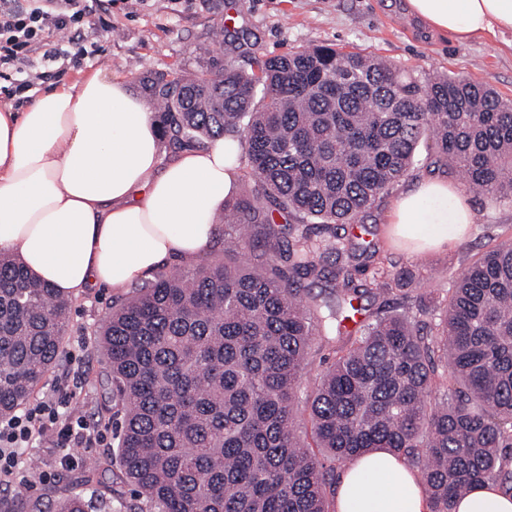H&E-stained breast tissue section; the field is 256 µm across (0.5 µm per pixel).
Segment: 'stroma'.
<instances>
[{
	"mask_svg": "<svg viewBox=\"0 0 512 512\" xmlns=\"http://www.w3.org/2000/svg\"><path fill=\"white\" fill-rule=\"evenodd\" d=\"M112 33L99 37L85 29L88 40L100 45L97 56L82 66L69 60L56 63L60 76L46 80L27 71L32 97L61 90L101 72L125 77L133 96H141L140 75L174 70L196 71L208 63L233 62L251 70L273 56L302 46L334 44L344 51H361L427 80L448 73L491 85L512 100V32L485 34L467 41L430 30L410 14L406 0H112ZM418 164L380 202L347 226V238L371 243L376 254L367 259L360 280L378 270L411 272L417 288H448L451 278L477 259L491 241L512 239V205L470 194L460 173L438 162L432 142L418 148ZM443 178L472 209L474 222L466 234L437 251L413 252L389 239V214L394 200L415 183ZM115 295L91 289L74 298L70 327L61 356L32 394L41 399L53 387L66 386L70 372L81 373L84 392L76 415L106 433L103 445L83 454L75 469L60 468L59 451L50 444L28 449L27 468L33 478L27 488L0 484V508L21 512L39 503L41 512H54L57 500L90 470L102 476L97 489L112 502V512H127L137 497L121 477L118 450L111 438L113 402L107 390L104 355L94 334Z\"/></svg>",
	"mask_w": 512,
	"mask_h": 512,
	"instance_id": "obj_1",
	"label": "stroma"
}]
</instances>
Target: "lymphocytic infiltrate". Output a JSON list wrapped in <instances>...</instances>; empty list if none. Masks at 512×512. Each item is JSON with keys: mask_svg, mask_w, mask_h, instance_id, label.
I'll list each match as a JSON object with an SVG mask.
<instances>
[{"mask_svg": "<svg viewBox=\"0 0 512 512\" xmlns=\"http://www.w3.org/2000/svg\"><path fill=\"white\" fill-rule=\"evenodd\" d=\"M101 35L111 24L97 16L91 0H0V93L23 96L29 85L25 68H49L63 58L81 61L90 54L80 42L84 28ZM76 391L56 388L21 414L0 419V482L27 485L19 474V451L49 442L62 451V467L76 468L82 451L97 447L103 432L76 416L71 405Z\"/></svg>", "mask_w": 512, "mask_h": 512, "instance_id": "lymphocytic-infiltrate-1", "label": "lymphocytic infiltrate"}]
</instances>
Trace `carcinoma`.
Segmentation results:
<instances>
[{"mask_svg": "<svg viewBox=\"0 0 512 512\" xmlns=\"http://www.w3.org/2000/svg\"><path fill=\"white\" fill-rule=\"evenodd\" d=\"M173 85L141 79L167 146L236 136L255 189L217 217L243 261L159 271L95 330L122 478L149 512H336L339 473L372 449L420 475L431 512L481 483L512 491V243L491 244L450 296L372 315L365 302L387 301L405 275L358 283L371 246L338 233L408 173L428 130L470 190L512 204V101L328 45ZM70 314L68 297L0 256V418L53 368ZM315 336L334 357L309 399L312 446L295 403ZM103 508L74 489L56 512Z\"/></svg>", "mask_w": 512, "mask_h": 512, "instance_id": "carcinoma-1", "label": "carcinoma"}]
</instances>
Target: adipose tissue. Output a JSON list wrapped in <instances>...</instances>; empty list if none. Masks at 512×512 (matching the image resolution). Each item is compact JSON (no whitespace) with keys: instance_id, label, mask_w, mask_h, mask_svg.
Returning <instances> with one entry per match:
<instances>
[{"instance_id":"adipose-tissue-1","label":"adipose tissue","mask_w":512,"mask_h":512,"mask_svg":"<svg viewBox=\"0 0 512 512\" xmlns=\"http://www.w3.org/2000/svg\"><path fill=\"white\" fill-rule=\"evenodd\" d=\"M428 27L467 39L512 31V0H407ZM239 177L217 139L163 161L149 106L121 77L93 74L43 94L24 112L0 108V255L76 297L127 288L163 266L191 262L222 227L215 217ZM445 180L400 195L391 234L414 251L464 233L471 209L449 203ZM336 512H430L407 465L383 450L342 474Z\"/></svg>"}]
</instances>
